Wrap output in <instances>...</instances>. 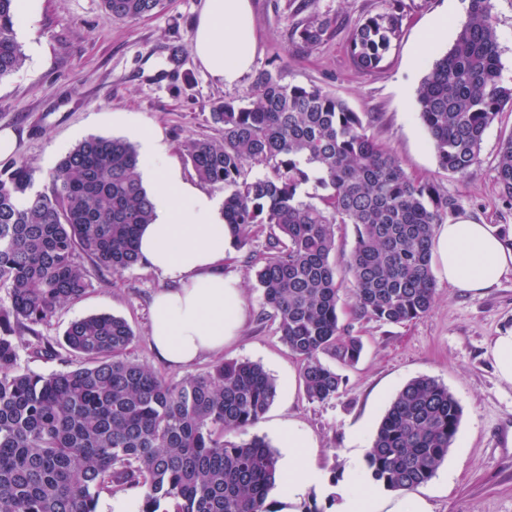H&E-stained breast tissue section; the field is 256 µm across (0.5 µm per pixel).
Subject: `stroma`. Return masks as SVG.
<instances>
[{"instance_id":"stroma-1","label":"stroma","mask_w":512,"mask_h":512,"mask_svg":"<svg viewBox=\"0 0 512 512\" xmlns=\"http://www.w3.org/2000/svg\"><path fill=\"white\" fill-rule=\"evenodd\" d=\"M203 2L164 0L153 16L129 21L107 19L102 0H35L30 18L16 28L25 63L0 81V129L16 132L13 156L35 167L37 189L46 187L61 156L84 138L131 140L139 130L153 133L184 180L196 182L182 140L222 138V129L210 121L209 102L246 97L257 72L272 69L286 82L319 86L353 111L373 113L371 134L394 151L406 173L435 179L455 199L449 220L496 224L512 240V204L500 197L496 184L499 144L512 133V112L500 114L488 129L477 164L463 177L440 168L418 115L417 88L452 44L468 0H315L317 11L335 20L337 30L306 54L290 38L302 0H251L254 62L231 85L212 78L193 55L191 38ZM395 6L402 14L399 40L380 69H356L347 51L351 29ZM445 12L454 13L456 24L427 54L418 55L420 35ZM224 270L241 280L246 323L240 335L225 341L219 357L188 368L168 366L150 345L151 299L166 283L142 265L120 274L89 267L86 294L59 308L40 331L55 338L71 321L88 315L122 317L135 334L131 358L174 382L207 371L217 359L260 363L275 379L277 396L248 435L263 437L278 450L276 430L292 421L309 438L305 455L316 474L305 496L291 499L272 490L269 500L277 512H297L311 503L336 512L326 499L328 479L344 476L343 450L352 436L361 435L363 445H370L395 394L414 378H434L454 394L462 416L447 457L417 488V496L429 512H512V384L499 378L491 353L494 338L512 329V274L479 294L449 288L447 280L436 278L431 312L404 325L353 321L350 294L341 291L340 318L352 323L364 349L355 365L341 367L342 392L312 402L299 385L301 364L281 341L277 320L259 316L262 292L243 253L229 250Z\"/></svg>"}]
</instances>
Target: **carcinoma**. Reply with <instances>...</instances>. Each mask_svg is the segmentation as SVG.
Here are the masks:
<instances>
[{
	"instance_id": "obj_1",
	"label": "carcinoma",
	"mask_w": 512,
	"mask_h": 512,
	"mask_svg": "<svg viewBox=\"0 0 512 512\" xmlns=\"http://www.w3.org/2000/svg\"><path fill=\"white\" fill-rule=\"evenodd\" d=\"M109 18L140 20L163 0H103ZM15 0H0V80L18 71ZM397 8L370 16L349 37L352 63L380 67L399 38ZM310 13L293 30L309 51L331 35ZM493 0H468L467 18L417 91L420 120L439 166L464 176L478 162L487 130L512 111ZM221 140L182 142L196 177L224 195L231 245L246 250L262 291L259 320L272 310L283 343L302 363L304 393L324 402L344 378L322 360L355 363L362 342L340 322L344 281L354 319L404 324L431 310L434 226L456 208L433 179L402 168L368 134L369 112H354L317 86L286 83L263 69L243 99L210 105ZM139 154L122 137L92 135L74 145L35 188L30 163L0 169V512H96L101 495L137 488L138 512H278L268 502L278 455L262 437L226 436L255 425L277 395L262 365L218 361L169 382L129 357L134 333L121 317L72 321L62 339L43 336L63 304L90 286L85 257L121 273L141 264L139 228L153 206ZM496 183L512 202V134L501 142ZM352 224L355 245L336 266L334 226ZM265 248L251 249L260 236ZM29 353L68 362L50 374L19 364L15 335ZM462 408L448 387L418 377L389 403L366 455V476L391 491L428 482L448 456Z\"/></svg>"
}]
</instances>
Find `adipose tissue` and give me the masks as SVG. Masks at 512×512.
Masks as SVG:
<instances>
[{
	"label": "adipose tissue",
	"mask_w": 512,
	"mask_h": 512,
	"mask_svg": "<svg viewBox=\"0 0 512 512\" xmlns=\"http://www.w3.org/2000/svg\"><path fill=\"white\" fill-rule=\"evenodd\" d=\"M192 47L195 58L218 81L231 84L254 59L250 0H205ZM139 171L149 185L155 219L139 237L146 267L169 283L151 306L150 339L158 356L175 367L223 350L245 321L241 281L224 273L230 234L221 201L185 182L159 152L152 137L141 139ZM432 258L449 285L480 292L512 272V245L497 225L467 220L443 225ZM306 438L289 429L279 466L289 496L303 494L314 475L302 458Z\"/></svg>",
	"instance_id": "adipose-tissue-1"
}]
</instances>
